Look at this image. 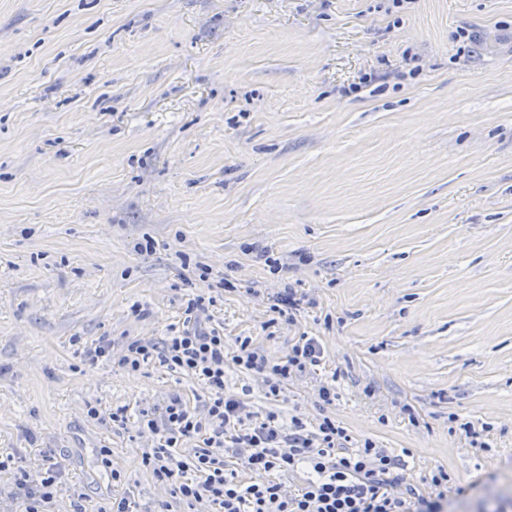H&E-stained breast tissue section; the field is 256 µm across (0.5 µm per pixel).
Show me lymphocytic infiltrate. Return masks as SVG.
Wrapping results in <instances>:
<instances>
[{"label":"lymphocytic infiltrate","instance_id":"1","mask_svg":"<svg viewBox=\"0 0 512 512\" xmlns=\"http://www.w3.org/2000/svg\"><path fill=\"white\" fill-rule=\"evenodd\" d=\"M201 281L211 282V297L189 299L181 330L162 343L132 339L113 355L112 344L101 341L87 349L84 359L95 364L117 358L127 371L137 372L156 363L201 382L205 395L199 408H189L179 394L162 405L141 409L135 425L138 436L150 437L142 464L171 497L194 512L208 503L213 512H442L439 501L425 498L408 484L399 458L365 441L347 452L345 428L323 416L316 430L299 417L284 423L278 414L258 417L238 396L224 391V367L260 379L268 395L279 396L290 380L320 365L324 349L312 336L300 335L280 361H270L253 347L250 338H238L233 355L224 352V335L206 328L216 293L229 287L228 279L211 281L201 268ZM194 448H187V441ZM254 474L242 483L238 468ZM14 470L8 501L23 512H51L65 473L56 457L43 456L37 471L0 459V472ZM303 470L307 478L293 486L287 479Z\"/></svg>","mask_w":512,"mask_h":512}]
</instances>
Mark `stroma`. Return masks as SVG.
<instances>
[{
    "instance_id": "obj_1",
    "label": "stroma",
    "mask_w": 512,
    "mask_h": 512,
    "mask_svg": "<svg viewBox=\"0 0 512 512\" xmlns=\"http://www.w3.org/2000/svg\"><path fill=\"white\" fill-rule=\"evenodd\" d=\"M202 265L235 284L227 351L324 348L279 397L231 367L226 393L335 417L419 493L444 469L445 512H512V0H0V455L63 462L55 512L111 500L101 448L183 512L87 408L200 383L82 353L181 328ZM289 282L310 303L265 330Z\"/></svg>"
}]
</instances>
